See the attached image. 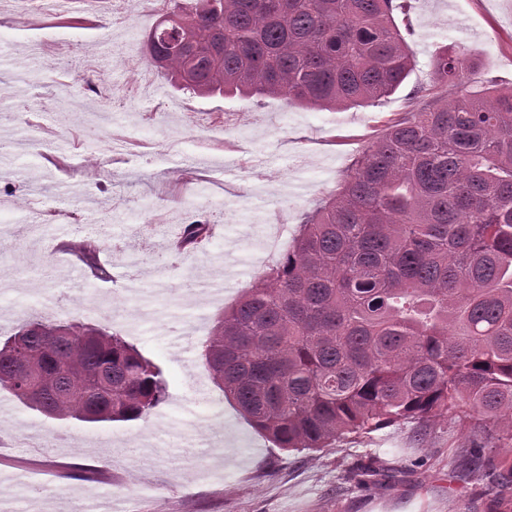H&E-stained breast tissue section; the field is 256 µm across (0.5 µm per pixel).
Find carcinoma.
<instances>
[{"instance_id": "carcinoma-1", "label": "carcinoma", "mask_w": 512, "mask_h": 512, "mask_svg": "<svg viewBox=\"0 0 512 512\" xmlns=\"http://www.w3.org/2000/svg\"><path fill=\"white\" fill-rule=\"evenodd\" d=\"M145 55L199 96L348 108L393 95L413 55L407 0H164ZM443 52L337 191L224 309L202 344L213 382L261 435L319 451L392 423L470 418L462 462L512 441V86L471 90ZM206 224L187 225L195 249ZM59 421L147 418L161 370L106 328L37 321L0 343V388Z\"/></svg>"}]
</instances>
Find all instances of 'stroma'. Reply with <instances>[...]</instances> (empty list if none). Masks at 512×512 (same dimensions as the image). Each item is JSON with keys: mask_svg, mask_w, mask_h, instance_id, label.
<instances>
[{"mask_svg": "<svg viewBox=\"0 0 512 512\" xmlns=\"http://www.w3.org/2000/svg\"><path fill=\"white\" fill-rule=\"evenodd\" d=\"M395 22L415 66L405 87L375 105L313 110L276 98L197 97L167 89L143 53L158 19L150 0L112 18L111 0H13L0 12V198L19 214L63 209L79 231L28 235L15 225L0 243V342L24 324L110 327L161 370L169 398L147 418L112 425L56 422L0 389V457L21 463L8 489L10 512H512V490L492 472L464 478L467 433L451 418L420 429L396 423L320 451L284 450L257 433L225 399L200 358L215 316L277 259L270 224H284L287 249L302 215L345 175L385 120L407 111L413 92L435 81L434 60L465 47L474 90L512 86V0H410ZM146 80L138 102L125 84ZM229 124L213 126L218 116ZM142 123L159 162L120 159L112 137ZM225 136L237 151L168 155L171 132ZM173 223L150 224L153 208ZM209 225L195 250L170 249L188 222ZM111 237L113 250L100 248ZM228 281L215 295L206 282ZM95 487L88 510L86 487Z\"/></svg>", "mask_w": 512, "mask_h": 512, "instance_id": "1", "label": "stroma"}]
</instances>
